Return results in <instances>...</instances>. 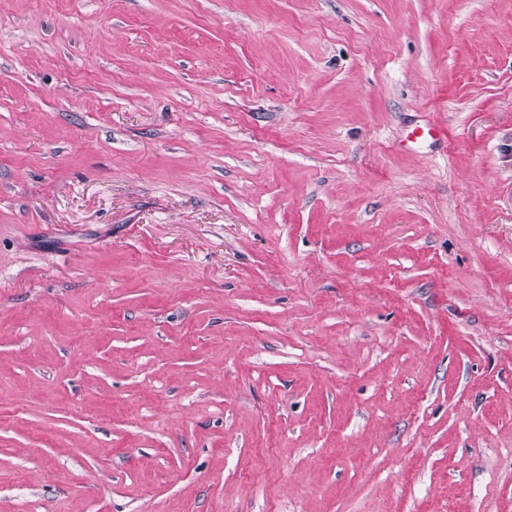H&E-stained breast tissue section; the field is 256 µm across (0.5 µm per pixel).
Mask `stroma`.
<instances>
[{
	"label": "stroma",
	"instance_id": "stroma-1",
	"mask_svg": "<svg viewBox=\"0 0 512 512\" xmlns=\"http://www.w3.org/2000/svg\"><path fill=\"white\" fill-rule=\"evenodd\" d=\"M0 512H512V0H0Z\"/></svg>",
	"mask_w": 512,
	"mask_h": 512
}]
</instances>
